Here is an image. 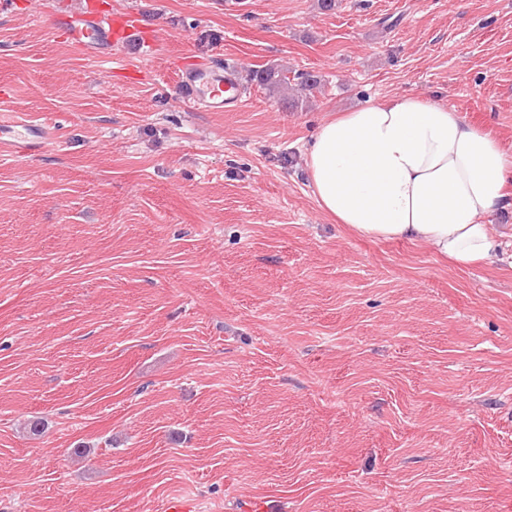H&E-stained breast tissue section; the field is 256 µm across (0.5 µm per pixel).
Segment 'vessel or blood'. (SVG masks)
<instances>
[{
	"label": "vessel or blood",
	"mask_w": 512,
	"mask_h": 512,
	"mask_svg": "<svg viewBox=\"0 0 512 512\" xmlns=\"http://www.w3.org/2000/svg\"><path fill=\"white\" fill-rule=\"evenodd\" d=\"M68 37L72 47L83 54L103 53L137 38L149 46L154 43L137 14L112 12L104 0H80L78 10L70 15ZM178 86L189 100L207 111L234 112L245 104L234 71L227 65L182 70ZM0 144L12 152L30 155L44 149L45 133L22 122H0Z\"/></svg>",
	"instance_id": "b4317fda"
}]
</instances>
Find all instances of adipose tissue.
Returning a JSON list of instances; mask_svg holds the SVG:
<instances>
[{"label": "adipose tissue", "instance_id": "obj_1", "mask_svg": "<svg viewBox=\"0 0 512 512\" xmlns=\"http://www.w3.org/2000/svg\"><path fill=\"white\" fill-rule=\"evenodd\" d=\"M305 156L318 206L358 234L461 267L498 258L486 219L512 197V155L448 107L411 93L366 103L323 121Z\"/></svg>", "mask_w": 512, "mask_h": 512}]
</instances>
